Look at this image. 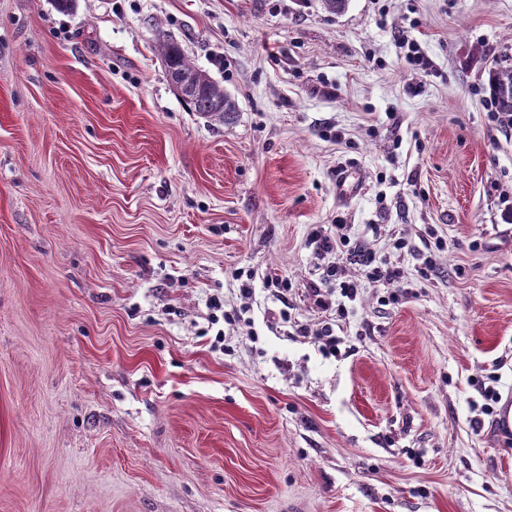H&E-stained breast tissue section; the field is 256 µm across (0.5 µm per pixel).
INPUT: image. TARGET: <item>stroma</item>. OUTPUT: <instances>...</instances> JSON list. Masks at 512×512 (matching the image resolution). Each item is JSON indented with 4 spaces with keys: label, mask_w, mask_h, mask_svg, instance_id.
Returning <instances> with one entry per match:
<instances>
[{
    "label": "stroma",
    "mask_w": 512,
    "mask_h": 512,
    "mask_svg": "<svg viewBox=\"0 0 512 512\" xmlns=\"http://www.w3.org/2000/svg\"><path fill=\"white\" fill-rule=\"evenodd\" d=\"M168 38L236 112L182 103ZM506 53L512 0H0V512H512ZM334 224L406 295L362 283L332 357L264 280L322 321ZM487 86L496 112L494 119L505 127H512V58L496 61L487 69Z\"/></svg>",
    "instance_id": "1"
}]
</instances>
